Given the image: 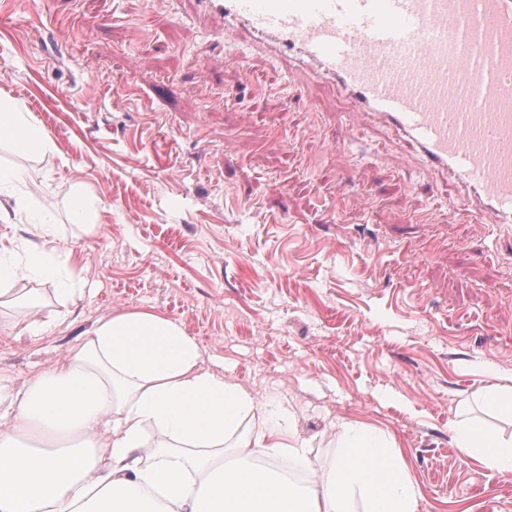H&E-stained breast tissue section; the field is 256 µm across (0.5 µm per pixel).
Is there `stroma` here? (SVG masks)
<instances>
[{"label":"stroma","instance_id":"obj_1","mask_svg":"<svg viewBox=\"0 0 512 512\" xmlns=\"http://www.w3.org/2000/svg\"><path fill=\"white\" fill-rule=\"evenodd\" d=\"M1 96L55 144L2 147L0 167L51 202L85 294L13 283L39 303L0 308V384L99 318L154 312L288 407L315 472L353 422L395 443L417 512H512V480L453 446L462 405L512 377V225L490 229L377 115L241 30L213 44L192 0H0ZM77 186L95 232L67 212Z\"/></svg>","mask_w":512,"mask_h":512}]
</instances>
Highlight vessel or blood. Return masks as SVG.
<instances>
[{"mask_svg":"<svg viewBox=\"0 0 512 512\" xmlns=\"http://www.w3.org/2000/svg\"><path fill=\"white\" fill-rule=\"evenodd\" d=\"M309 65L447 172L487 223L512 221V0H196Z\"/></svg>","mask_w":512,"mask_h":512,"instance_id":"obj_1","label":"vessel or blood"}]
</instances>
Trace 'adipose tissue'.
Segmentation results:
<instances>
[{
	"instance_id": "adipose-tissue-1",
	"label": "adipose tissue",
	"mask_w": 512,
	"mask_h": 512,
	"mask_svg": "<svg viewBox=\"0 0 512 512\" xmlns=\"http://www.w3.org/2000/svg\"><path fill=\"white\" fill-rule=\"evenodd\" d=\"M0 142L21 155L53 145L0 99ZM22 171L0 168V201L42 240L0 257L5 286L28 275L72 301L49 209L24 191ZM160 439L149 443V432ZM460 459L512 477V437L458 420ZM310 471V449L280 405L204 367L175 321L145 311L99 319L90 336L19 391L0 386V512H416L420 492L400 454L376 429L342 425L327 474L300 485L269 468Z\"/></svg>"
}]
</instances>
